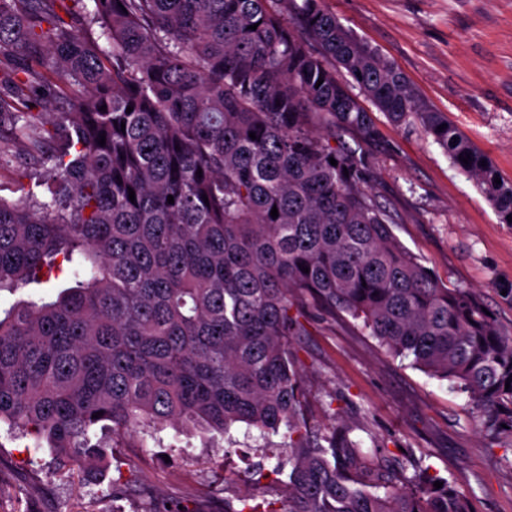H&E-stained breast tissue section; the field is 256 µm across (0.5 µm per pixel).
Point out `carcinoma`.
I'll use <instances>...</instances> for the list:
<instances>
[{
	"label": "carcinoma",
	"instance_id": "1",
	"mask_svg": "<svg viewBox=\"0 0 512 512\" xmlns=\"http://www.w3.org/2000/svg\"><path fill=\"white\" fill-rule=\"evenodd\" d=\"M374 109L420 126L508 223L512 181L325 0H0V170L20 145L40 171L0 195V292L59 260L76 278L0 314V426L97 477L127 437L244 425L282 435L288 480L224 512H472L429 467L395 476L349 428L312 426L290 352L309 298L512 434V333L398 240L366 153L336 144L377 142Z\"/></svg>",
	"mask_w": 512,
	"mask_h": 512
}]
</instances>
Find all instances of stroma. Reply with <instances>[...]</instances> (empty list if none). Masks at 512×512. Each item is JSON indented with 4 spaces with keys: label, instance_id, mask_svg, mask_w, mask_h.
<instances>
[{
    "label": "stroma",
    "instance_id": "obj_1",
    "mask_svg": "<svg viewBox=\"0 0 512 512\" xmlns=\"http://www.w3.org/2000/svg\"><path fill=\"white\" fill-rule=\"evenodd\" d=\"M363 44L390 61L417 101L447 113L459 131L512 181V0H326ZM379 143L351 131L339 142L366 150L377 201L394 213L392 229L433 275L474 291L512 331V225L500 223L473 181L419 127L371 114ZM306 332L293 337L312 425L338 422L365 451L390 465L423 464L467 494L474 512H512V437L487 435L467 394L402 366L354 321L304 304ZM204 441L166 430L161 444L128 438L114 454L120 470L100 483L54 469L32 471L30 438L0 429V480L26 493L36 512H224L226 492L276 500L282 486L263 457L259 435ZM261 470L225 487L224 474Z\"/></svg>",
    "mask_w": 512,
    "mask_h": 512
}]
</instances>
